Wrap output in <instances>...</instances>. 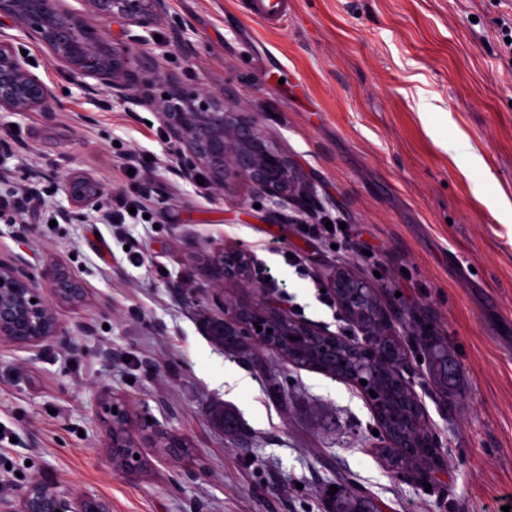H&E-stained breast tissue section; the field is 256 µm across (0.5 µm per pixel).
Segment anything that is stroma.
Returning <instances> with one entry per match:
<instances>
[{"label": "stroma", "mask_w": 512, "mask_h": 512, "mask_svg": "<svg viewBox=\"0 0 512 512\" xmlns=\"http://www.w3.org/2000/svg\"><path fill=\"white\" fill-rule=\"evenodd\" d=\"M293 2L274 29L239 0H167L137 48L162 82L130 100L0 21V39L26 51L57 100L51 112H0V194L44 199L21 223L0 221V260L29 273L59 324L37 345L0 338V512H20L36 481L109 512H326L340 484L375 512H501L512 490V0ZM170 83L253 116L322 214L345 223L336 244L278 223L243 179L219 191L183 176L158 109ZM132 155L145 159L133 176ZM73 179L101 199L140 187L143 216L114 237L101 200L71 197ZM271 241L299 253L306 275ZM129 246L144 265L128 261ZM227 246L251 256V282L211 277ZM347 260L407 352L404 377L440 458L427 475L384 460L358 384L264 347L224 355L199 326V313L273 298L351 336L320 295ZM55 266L76 278L81 302L55 294L44 278ZM419 319L457 366L452 399L439 398L413 341ZM226 374L240 385L216 386ZM271 374L286 401L269 392ZM108 403L127 412L143 469L115 465ZM216 403L238 413L241 440L211 425ZM157 430L187 454L158 452Z\"/></svg>", "instance_id": "obj_1"}]
</instances>
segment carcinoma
I'll use <instances>...</instances> for the list:
<instances>
[{"mask_svg": "<svg viewBox=\"0 0 512 512\" xmlns=\"http://www.w3.org/2000/svg\"><path fill=\"white\" fill-rule=\"evenodd\" d=\"M337 297L345 305L350 319L362 330L383 332L387 317L377 295L367 288H338ZM208 338L229 354L246 355L255 337L246 335L243 327L224 325L222 320H205ZM278 335L271 337L273 350L288 355L298 366L322 371L341 378L365 377L373 388L372 399L377 423L391 442H403L404 448L384 449L395 469L421 472L435 460L433 440L422 422L419 404L403 377L406 353L396 338L383 340L384 356L356 346L357 340H331L314 336L292 322L281 323ZM415 344L431 358L434 380L443 396H448V380L452 371L441 337L434 328L421 323L414 336ZM215 426L235 432L240 426L237 414L230 408L216 406L211 412ZM331 512H373L371 504L356 498L346 488H338L330 501Z\"/></svg>", "mask_w": 512, "mask_h": 512, "instance_id": "cac0c4a2", "label": "carcinoma"}]
</instances>
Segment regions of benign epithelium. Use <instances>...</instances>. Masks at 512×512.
<instances>
[{
	"mask_svg": "<svg viewBox=\"0 0 512 512\" xmlns=\"http://www.w3.org/2000/svg\"><path fill=\"white\" fill-rule=\"evenodd\" d=\"M103 20L99 27L86 23L76 13L63 9L59 0H0V19L15 22L23 33L50 49L52 54L80 77L100 79L118 99H127L142 86H152L160 77L144 71L133 46L145 42L131 34L137 27L145 32L165 9V0H91ZM123 27L126 40L113 37L111 26ZM54 94L47 84L20 61L13 46L0 40V109L27 112L53 111ZM169 134L187 148L181 155L182 172L192 174L199 166L208 170L213 184L224 186V173H235L255 185L272 201H288L301 213L319 208L291 171L290 163L246 116L228 118L212 95L171 87L161 100ZM251 258L244 252L224 249V262L213 267L216 277L226 282L249 279ZM351 281L355 288L370 284L349 268H339L332 283ZM287 317L281 303L268 301L260 309L250 336H261L260 344L275 322ZM58 324L35 281L20 266L0 263V336L31 345L56 335ZM98 500L87 495L74 497L49 486L34 485L23 499L21 512H87Z\"/></svg>",
	"mask_w": 512,
	"mask_h": 512,
	"instance_id": "1",
	"label": "benign epithelium"
}]
</instances>
